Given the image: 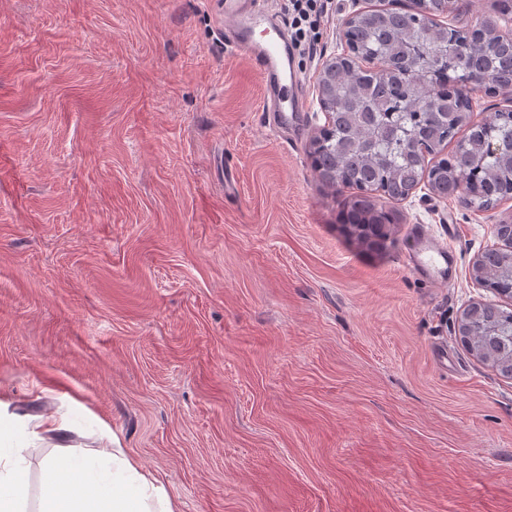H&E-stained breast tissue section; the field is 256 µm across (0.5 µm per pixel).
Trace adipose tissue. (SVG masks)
<instances>
[{
    "label": "adipose tissue",
    "instance_id": "ef3b65f1",
    "mask_svg": "<svg viewBox=\"0 0 512 512\" xmlns=\"http://www.w3.org/2000/svg\"><path fill=\"white\" fill-rule=\"evenodd\" d=\"M40 439L25 421L0 413V512H177L164 483L123 449L60 444L34 466Z\"/></svg>",
    "mask_w": 512,
    "mask_h": 512
}]
</instances>
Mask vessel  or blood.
<instances>
[{
  "instance_id": "obj_1",
  "label": "vessel or blood",
  "mask_w": 512,
  "mask_h": 512,
  "mask_svg": "<svg viewBox=\"0 0 512 512\" xmlns=\"http://www.w3.org/2000/svg\"><path fill=\"white\" fill-rule=\"evenodd\" d=\"M224 24L234 44L245 51L283 119L294 120L304 103L296 91L288 43L280 26L258 8L256 0H224Z\"/></svg>"
}]
</instances>
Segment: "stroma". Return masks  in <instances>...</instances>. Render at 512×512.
<instances>
[{
  "label": "stroma",
  "instance_id": "stroma-1",
  "mask_svg": "<svg viewBox=\"0 0 512 512\" xmlns=\"http://www.w3.org/2000/svg\"><path fill=\"white\" fill-rule=\"evenodd\" d=\"M343 2L286 127L222 0H0V404L118 438L179 512H512V378L458 334L512 199L347 236L309 157Z\"/></svg>",
  "mask_w": 512,
  "mask_h": 512
}]
</instances>
